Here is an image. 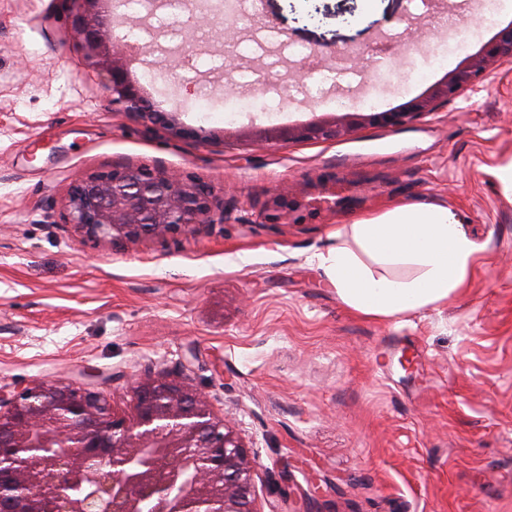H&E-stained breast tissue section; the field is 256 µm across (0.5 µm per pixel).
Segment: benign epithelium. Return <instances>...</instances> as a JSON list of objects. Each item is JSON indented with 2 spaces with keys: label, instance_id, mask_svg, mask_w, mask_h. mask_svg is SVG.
<instances>
[{
  "label": "benign epithelium",
  "instance_id": "1",
  "mask_svg": "<svg viewBox=\"0 0 512 512\" xmlns=\"http://www.w3.org/2000/svg\"><path fill=\"white\" fill-rule=\"evenodd\" d=\"M86 62L106 73L112 105L151 123L166 113L128 78L132 57L105 30L107 0H62ZM512 62L502 27L424 94L383 111L265 132L270 140L330 139L362 123L397 126L433 111ZM66 223L112 242L224 223V206L191 176L114 167L75 181ZM133 414L90 383L35 380L0 394V512H261L253 461L208 398L181 378L132 380Z\"/></svg>",
  "mask_w": 512,
  "mask_h": 512
}]
</instances>
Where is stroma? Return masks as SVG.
Here are the masks:
<instances>
[{
  "instance_id": "obj_1",
  "label": "stroma",
  "mask_w": 512,
  "mask_h": 512,
  "mask_svg": "<svg viewBox=\"0 0 512 512\" xmlns=\"http://www.w3.org/2000/svg\"><path fill=\"white\" fill-rule=\"evenodd\" d=\"M453 29L410 0H262L259 17H217L167 35L141 28L133 75L190 137L117 110L59 0H0V388L92 375L119 410L133 376L188 379L229 418L254 464L260 512H512V64L402 127L363 124L336 141L271 142L264 129L358 110L343 62L420 23L392 58L380 108L426 90L459 62L433 45L484 39L474 0H445ZM194 45L192 73L180 43ZM314 55L332 80L299 75ZM207 94L209 113L197 110ZM229 96L269 111L224 120ZM116 166L191 174L224 221L113 243L65 221L71 183ZM448 206L479 251L447 303L375 320L348 309L312 256L354 218L400 202ZM279 206L286 220L270 223ZM321 485L316 500L303 493Z\"/></svg>"
}]
</instances>
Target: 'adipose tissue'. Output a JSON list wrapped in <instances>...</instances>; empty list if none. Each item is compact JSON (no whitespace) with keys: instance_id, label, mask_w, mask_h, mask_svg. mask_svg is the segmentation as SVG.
<instances>
[{"instance_id":"ef3b65f1","label":"adipose tissue","mask_w":512,"mask_h":512,"mask_svg":"<svg viewBox=\"0 0 512 512\" xmlns=\"http://www.w3.org/2000/svg\"><path fill=\"white\" fill-rule=\"evenodd\" d=\"M344 235L315 260L339 300L371 319L447 302L478 250L457 214L435 202L403 203L355 219Z\"/></svg>"}]
</instances>
